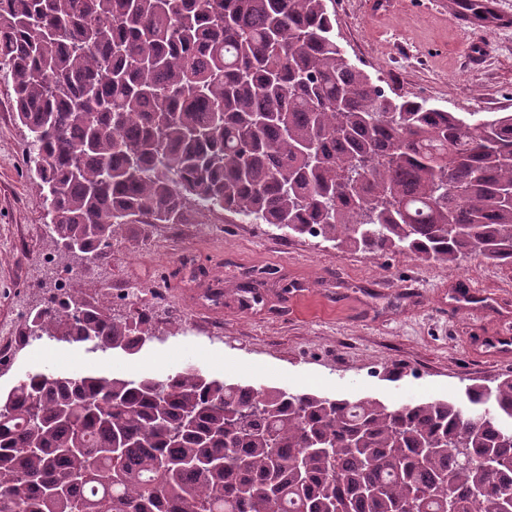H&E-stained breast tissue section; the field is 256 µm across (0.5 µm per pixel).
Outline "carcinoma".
Instances as JSON below:
<instances>
[{
  "label": "carcinoma",
  "mask_w": 512,
  "mask_h": 512,
  "mask_svg": "<svg viewBox=\"0 0 512 512\" xmlns=\"http://www.w3.org/2000/svg\"><path fill=\"white\" fill-rule=\"evenodd\" d=\"M335 24L329 0H0L54 251L90 263L203 207L338 251L512 268V113L387 94ZM25 326L128 353L154 337L68 290ZM465 394L28 373L0 400V512H512V375Z\"/></svg>",
  "instance_id": "cac0c4a2"
}]
</instances>
